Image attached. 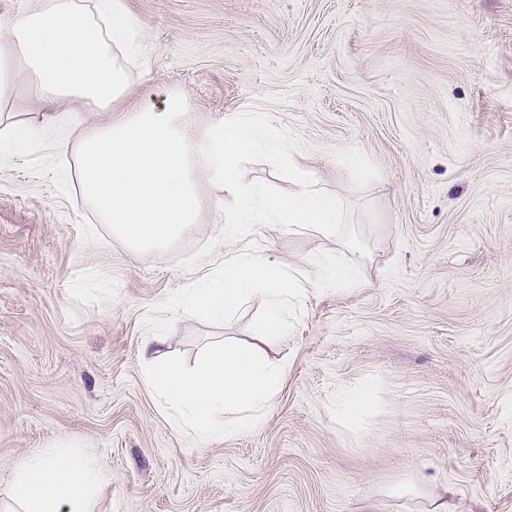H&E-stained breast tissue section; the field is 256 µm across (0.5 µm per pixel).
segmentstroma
I'll use <instances>...</instances> for the list:
<instances>
[{"mask_svg":"<svg viewBox=\"0 0 512 512\" xmlns=\"http://www.w3.org/2000/svg\"><path fill=\"white\" fill-rule=\"evenodd\" d=\"M142 54L112 112L184 92L191 134L257 109L339 196L370 248L262 226L193 268L224 223L137 254L69 193L0 169V490L50 448L89 447L112 478L90 512H512V0H124ZM246 251L288 276L286 372L261 425L200 442L145 379L141 346L186 369L253 341L259 296L224 319L170 307ZM366 391L349 420L341 400ZM360 257L355 252H349L340 256L337 261L321 269V277L332 283L349 280L354 266Z\"/></svg>","mask_w":512,"mask_h":512,"instance_id":"obj_1","label":"stroma"}]
</instances>
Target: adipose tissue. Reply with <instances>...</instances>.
<instances>
[{
  "label": "adipose tissue",
  "instance_id": "adipose-tissue-1",
  "mask_svg": "<svg viewBox=\"0 0 512 512\" xmlns=\"http://www.w3.org/2000/svg\"><path fill=\"white\" fill-rule=\"evenodd\" d=\"M91 14L83 0H39L18 14L6 31L12 59L0 58V100L18 87L47 100L69 99L104 109L129 89L130 59L137 54L133 22L124 0H102ZM264 284L268 309L258 329L265 338L288 333L286 277L243 252L225 262L219 278L174 297L175 305L210 317L235 310L255 284ZM147 379L179 411L178 423L192 438L208 441L258 426L280 376L260 359L254 344L215 349L200 367L185 369L162 349L160 340L142 345ZM107 474L87 455L58 449L19 463L0 501V512H88Z\"/></svg>",
  "mask_w": 512,
  "mask_h": 512
}]
</instances>
